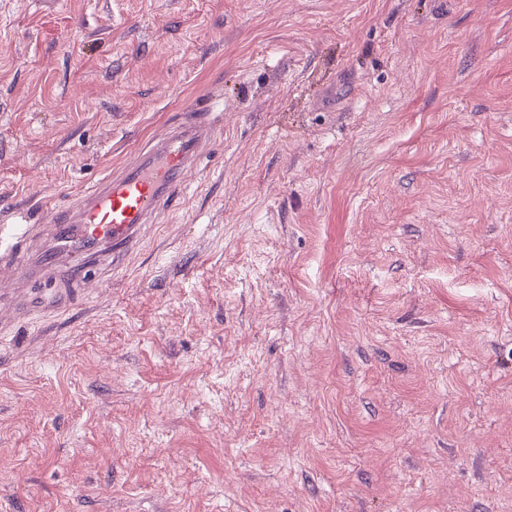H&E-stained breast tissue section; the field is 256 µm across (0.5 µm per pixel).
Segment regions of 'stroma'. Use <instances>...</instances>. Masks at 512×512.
<instances>
[{
	"label": "stroma",
	"mask_w": 512,
	"mask_h": 512,
	"mask_svg": "<svg viewBox=\"0 0 512 512\" xmlns=\"http://www.w3.org/2000/svg\"><path fill=\"white\" fill-rule=\"evenodd\" d=\"M207 105L0 329V512H512V0H0V225ZM212 114L210 109L184 113L133 163L59 208L50 224H14L10 247L2 250L1 245L0 266L12 268L17 287L0 284L1 329L30 315L35 293L53 294L59 305H66L80 289L76 286L97 271L112 270L139 245L147 225L155 224L183 193L188 175L212 139Z\"/></svg>",
	"instance_id": "obj_1"
}]
</instances>
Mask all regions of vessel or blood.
I'll use <instances>...</instances> for the list:
<instances>
[{"instance_id": "vessel-or-blood-1", "label": "vessel or blood", "mask_w": 512, "mask_h": 512, "mask_svg": "<svg viewBox=\"0 0 512 512\" xmlns=\"http://www.w3.org/2000/svg\"><path fill=\"white\" fill-rule=\"evenodd\" d=\"M213 131L210 110H190L133 163L59 208L51 223L16 224L10 247L0 251L15 281L0 287V327L29 316L37 288L67 304L77 286L134 250L147 225L183 193Z\"/></svg>"}]
</instances>
